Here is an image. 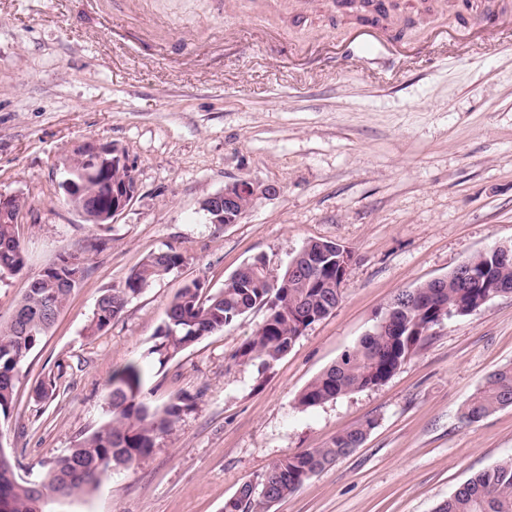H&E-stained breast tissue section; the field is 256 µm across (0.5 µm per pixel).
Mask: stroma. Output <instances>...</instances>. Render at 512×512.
<instances>
[{
  "instance_id": "stroma-1",
  "label": "stroma",
  "mask_w": 512,
  "mask_h": 512,
  "mask_svg": "<svg viewBox=\"0 0 512 512\" xmlns=\"http://www.w3.org/2000/svg\"><path fill=\"white\" fill-rule=\"evenodd\" d=\"M333 0H0V194L23 198L22 275L0 283V323L29 277L64 253L88 273L21 371L4 433L21 476L107 417L114 371L142 360L185 281L223 287L261 256L278 273L306 242L348 247L354 263L333 312L269 367L236 350L256 309L164 367L155 407L193 400L153 453L48 512H222L248 481L342 430L374 426L349 456L270 512H434L472 475L512 457V407L476 423L460 409L512 366V295L435 327L384 384L320 406L297 394L372 331L386 306L473 254L512 244V27L485 32L432 17L358 50ZM113 145L136 192L112 223H86L58 195L81 144ZM248 180L264 192L238 223L202 203ZM183 262L85 332L98 297L150 253ZM54 378L56 391L36 399Z\"/></svg>"
}]
</instances>
